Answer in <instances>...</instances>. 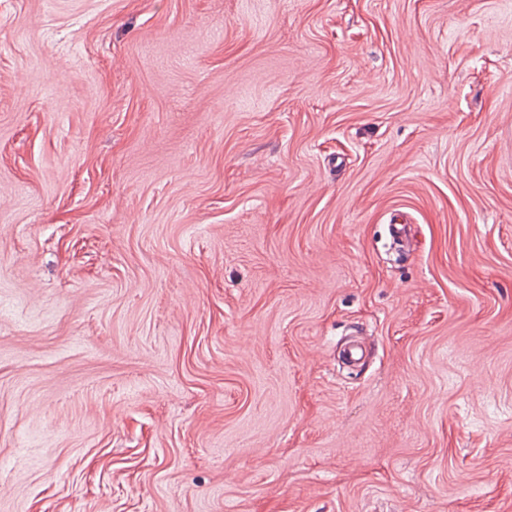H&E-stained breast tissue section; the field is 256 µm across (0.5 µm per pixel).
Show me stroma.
<instances>
[{
	"instance_id": "stroma-1",
	"label": "stroma",
	"mask_w": 512,
	"mask_h": 512,
	"mask_svg": "<svg viewBox=\"0 0 512 512\" xmlns=\"http://www.w3.org/2000/svg\"><path fill=\"white\" fill-rule=\"evenodd\" d=\"M0 512H512V0H0Z\"/></svg>"
}]
</instances>
